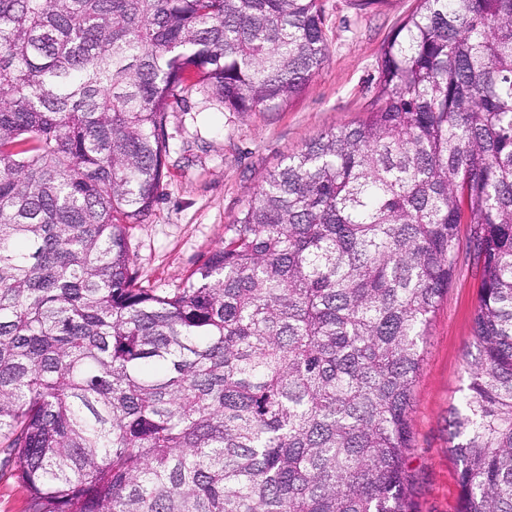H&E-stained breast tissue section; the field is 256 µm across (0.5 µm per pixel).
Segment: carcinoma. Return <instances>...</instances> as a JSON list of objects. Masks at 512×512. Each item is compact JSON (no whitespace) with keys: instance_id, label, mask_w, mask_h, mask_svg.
Instances as JSON below:
<instances>
[{"instance_id":"1","label":"carcinoma","mask_w":512,"mask_h":512,"mask_svg":"<svg viewBox=\"0 0 512 512\" xmlns=\"http://www.w3.org/2000/svg\"><path fill=\"white\" fill-rule=\"evenodd\" d=\"M319 0H0V470L25 512H415L409 410L469 225L459 512H512V0H419L365 119L171 292L128 247L171 113L279 107Z\"/></svg>"}]
</instances>
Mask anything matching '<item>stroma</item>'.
I'll return each instance as SVG.
<instances>
[{
  "mask_svg": "<svg viewBox=\"0 0 512 512\" xmlns=\"http://www.w3.org/2000/svg\"><path fill=\"white\" fill-rule=\"evenodd\" d=\"M330 55L298 97L244 115L196 96L168 123L162 194L129 232L144 286L170 291L223 239L261 175L331 129L362 120L374 97L381 53L418 0L363 8L357 0H320ZM479 272L460 254L428 330L409 413L416 512H458L459 467L448 451V410L478 355L473 312Z\"/></svg>",
  "mask_w": 512,
  "mask_h": 512,
  "instance_id": "35a3bbf8",
  "label": "stroma"
}]
</instances>
